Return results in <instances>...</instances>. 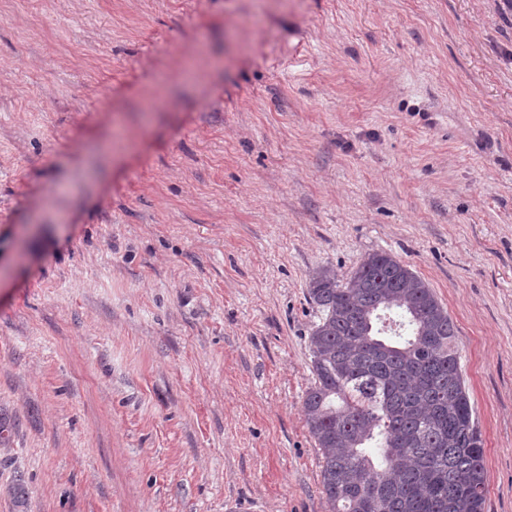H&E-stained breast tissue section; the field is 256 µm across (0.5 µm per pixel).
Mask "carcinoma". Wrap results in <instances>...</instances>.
I'll list each match as a JSON object with an SVG mask.
<instances>
[{
  "label": "carcinoma",
  "instance_id": "carcinoma-1",
  "mask_svg": "<svg viewBox=\"0 0 512 512\" xmlns=\"http://www.w3.org/2000/svg\"><path fill=\"white\" fill-rule=\"evenodd\" d=\"M308 297L320 317L303 408L326 512H484L456 326L429 285L374 252L342 281L317 273Z\"/></svg>",
  "mask_w": 512,
  "mask_h": 512
}]
</instances>
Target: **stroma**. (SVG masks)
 Segmentation results:
<instances>
[{"mask_svg":"<svg viewBox=\"0 0 512 512\" xmlns=\"http://www.w3.org/2000/svg\"><path fill=\"white\" fill-rule=\"evenodd\" d=\"M382 251L512 512V0H0V512H324L309 281Z\"/></svg>","mask_w":512,"mask_h":512,"instance_id":"1","label":"stroma"}]
</instances>
